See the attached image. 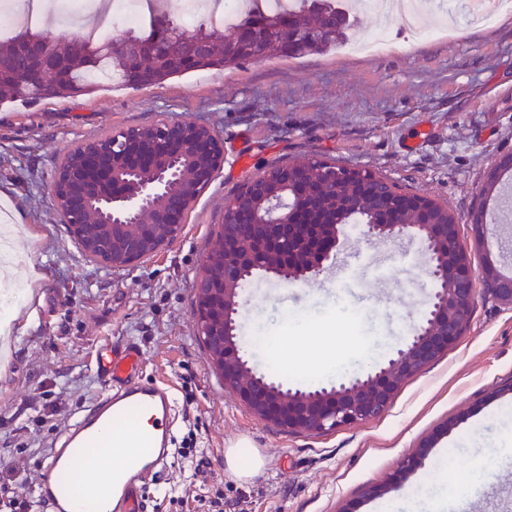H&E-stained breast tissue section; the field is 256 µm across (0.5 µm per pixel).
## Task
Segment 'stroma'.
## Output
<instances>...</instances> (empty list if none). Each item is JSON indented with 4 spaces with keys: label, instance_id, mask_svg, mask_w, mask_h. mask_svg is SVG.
Masks as SVG:
<instances>
[{
    "label": "stroma",
    "instance_id": "obj_1",
    "mask_svg": "<svg viewBox=\"0 0 512 512\" xmlns=\"http://www.w3.org/2000/svg\"><path fill=\"white\" fill-rule=\"evenodd\" d=\"M398 50L247 61L132 89L0 105V193L26 235L11 275L19 296L0 309L13 352L0 365V468L38 475L55 434L105 389L104 344L136 345L146 375L177 401L176 455L146 493L153 512H195L172 490L224 492V512H446L451 471L489 480L474 512H512V308L479 299L456 347L408 379L380 417L322 434H288L259 421L224 386L198 338L194 284L228 198L270 166L295 158L367 170L448 205L466 219L496 159L512 153V13L488 27ZM163 119L205 124L224 139V166L186 218L180 239L135 270L82 255L50 184L76 145ZM432 293L419 240L347 237L315 279L257 276L237 319L244 356L290 388L365 377L403 347ZM53 410L36 417V397ZM258 452L251 477L229 475L224 452ZM421 463L402 471L420 447ZM203 450L205 475L180 449ZM400 483L390 484L394 473ZM370 485L386 493L368 498Z\"/></svg>",
    "mask_w": 512,
    "mask_h": 512
}]
</instances>
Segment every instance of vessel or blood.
<instances>
[{"label":"vessel or blood","mask_w":512,"mask_h":512,"mask_svg":"<svg viewBox=\"0 0 512 512\" xmlns=\"http://www.w3.org/2000/svg\"><path fill=\"white\" fill-rule=\"evenodd\" d=\"M96 365L107 389L56 437L41 464L38 493L48 512H149L144 482L162 475L172 455V388L143 376L132 345L100 353ZM79 448L94 449L97 457L88 482L95 499L87 511L76 493L59 491L61 476L85 465L75 454Z\"/></svg>","instance_id":"b4317fda"}]
</instances>
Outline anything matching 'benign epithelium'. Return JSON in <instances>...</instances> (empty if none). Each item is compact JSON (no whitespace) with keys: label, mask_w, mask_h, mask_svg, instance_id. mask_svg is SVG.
Returning a JSON list of instances; mask_svg holds the SVG:
<instances>
[{"label":"benign epithelium","mask_w":512,"mask_h":512,"mask_svg":"<svg viewBox=\"0 0 512 512\" xmlns=\"http://www.w3.org/2000/svg\"><path fill=\"white\" fill-rule=\"evenodd\" d=\"M168 27L153 21L138 39L113 37L123 47L128 79H143L141 62L167 51ZM16 48L31 64L19 75L24 87L42 89L69 78L71 71L52 51V40L20 36ZM235 52L245 61L260 59L248 32ZM208 53L205 44L185 39L181 62L194 66ZM224 166V142L207 125H186L165 119L155 125L116 130L83 142L71 150L55 170L50 188L64 224L70 225L91 259L113 269L131 270L147 257L177 241L186 216L201 193ZM335 176L348 183L376 178L370 171L342 167ZM298 168L277 166L276 181L269 174L249 180L224 207L220 254L203 263L196 277L194 306L199 335L224 351V387L256 418L294 434H320L384 414L406 380L425 370L455 347L464 336L477 298L490 296L512 308V272L502 273L487 260L475 269L462 243L460 224L360 225L368 238L409 235L423 244L428 274L434 285L429 309L404 347L363 379L329 388H285L256 375L248 366L236 336V318L243 306L245 282L257 273L271 274L286 283L306 281L324 271L335 256L345 225L325 224V241L311 254L296 255L295 242L306 241L310 225L292 224L293 205L300 200L295 186ZM476 203L467 215L474 244L481 243L485 225ZM220 261L224 287H212L210 265Z\"/></svg>","instance_id":"obj_1"}]
</instances>
